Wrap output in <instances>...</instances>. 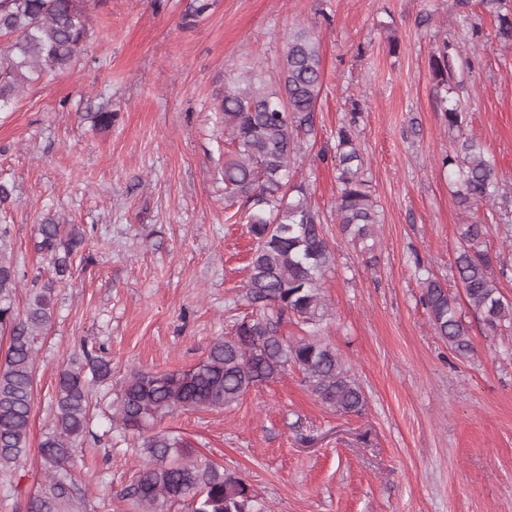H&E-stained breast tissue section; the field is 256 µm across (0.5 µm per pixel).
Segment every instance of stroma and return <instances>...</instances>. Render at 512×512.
<instances>
[{"label":"stroma","instance_id":"35a3bbf8","mask_svg":"<svg viewBox=\"0 0 512 512\" xmlns=\"http://www.w3.org/2000/svg\"><path fill=\"white\" fill-rule=\"evenodd\" d=\"M190 0H88L90 38L66 72L0 107V180L12 186L0 224L22 279L23 312L52 272L36 248L47 217L83 226L71 278L35 341L28 455L0 473V512H26L45 483L59 371L93 346L108 361L86 434L67 464L83 512H130L121 491L144 453L112 413L134 371L188 370L248 311L253 240L224 200L229 148L215 103L250 66L277 82L288 37L313 31L323 87L316 131L293 165L319 211L336 261L321 280L317 337L333 346L366 397L361 413L326 408L297 369L224 410H182L161 427L193 456L242 477L252 512H512V327L491 332L468 305L454 259L462 225H489L493 276L512 300V43L482 5L456 0H210L191 26ZM458 55L449 81L461 132L436 105L430 59ZM111 112L93 127L91 113ZM355 129L381 215L354 241L336 221L338 129ZM498 170L493 203L460 210L441 160L457 134ZM455 296L473 351L435 333L424 278Z\"/></svg>","mask_w":512,"mask_h":512}]
</instances>
